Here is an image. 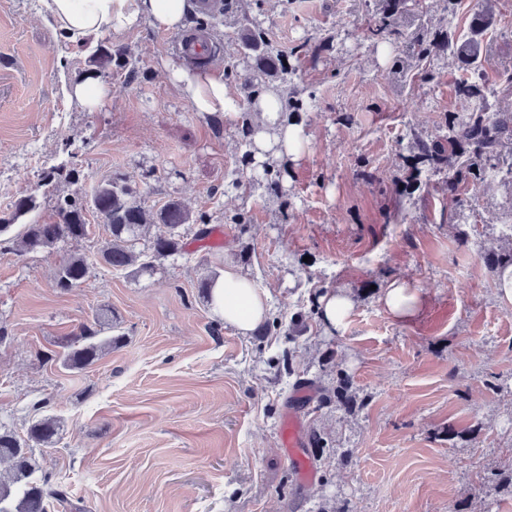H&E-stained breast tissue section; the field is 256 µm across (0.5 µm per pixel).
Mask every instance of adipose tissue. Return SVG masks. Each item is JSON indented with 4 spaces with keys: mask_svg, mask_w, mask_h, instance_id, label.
<instances>
[{
    "mask_svg": "<svg viewBox=\"0 0 512 512\" xmlns=\"http://www.w3.org/2000/svg\"><path fill=\"white\" fill-rule=\"evenodd\" d=\"M46 12L55 23L61 38L73 44H82L119 34L140 23L176 31L185 27L195 10L194 0H42ZM169 80L188 100L195 111L211 117L232 111L227 94L223 69L209 65L188 67L167 63ZM275 94H267L253 106L257 113L255 124L259 132L254 146L257 156H264L273 148L283 153L298 150L302 133L278 112ZM212 306L226 324L241 334H249L262 324L270 309V295L257 288L254 282L237 267L226 266L223 277L213 285ZM381 301L394 320L408 321L416 317L423 300L406 281L394 280L387 284Z\"/></svg>",
    "mask_w": 512,
    "mask_h": 512,
    "instance_id": "1",
    "label": "adipose tissue"
}]
</instances>
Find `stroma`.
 <instances>
[{
    "instance_id": "35a3bbf8",
    "label": "stroma",
    "mask_w": 512,
    "mask_h": 512,
    "mask_svg": "<svg viewBox=\"0 0 512 512\" xmlns=\"http://www.w3.org/2000/svg\"><path fill=\"white\" fill-rule=\"evenodd\" d=\"M273 46L322 44L290 59V85L313 93L299 115L300 154L272 158L283 192L225 191L250 177L241 114L221 135L179 96L164 69L176 32L140 24L96 47L59 39L40 0H0V219L32 196L28 220L59 221L58 203L84 199L102 181L125 178L146 207L182 200L222 230L196 241L150 279L115 272L99 258L108 235L95 213L90 234L18 254L0 237V422L25 435L42 414L61 418V439L43 467L87 512H512V489L491 482L512 471V305L497 294L485 254L512 246L503 222L512 188L469 189L458 212L444 175L417 174L415 138L444 134L449 113L468 111L456 93L462 72L438 66L429 84L400 86L383 50L364 37L357 0H242ZM433 23L468 32L485 8L493 103L512 107L500 81L512 71V0H461L456 13L425 0ZM214 61L236 53L237 22L196 14ZM115 63L92 110L65 86L93 70L95 48ZM138 68L128 81L119 62ZM67 165L78 178L44 184ZM247 231L227 223L237 209ZM72 254L92 265L78 288L60 291L54 272ZM238 267L270 293L272 311H309L323 292L354 299L346 324L319 320L270 336H244L214 313L198 285L205 269ZM405 279L424 298L411 322H396L381 291ZM103 305L122 318L128 341L81 372L45 361L53 344ZM291 350L296 373L353 381L361 405L298 409L304 430L324 434L313 480H299L278 430L291 406L275 365Z\"/></svg>"
}]
</instances>
